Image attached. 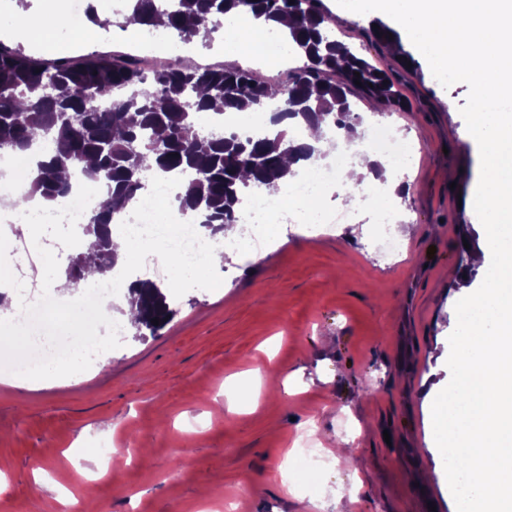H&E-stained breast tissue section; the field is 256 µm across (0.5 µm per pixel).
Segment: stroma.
<instances>
[{
    "mask_svg": "<svg viewBox=\"0 0 512 512\" xmlns=\"http://www.w3.org/2000/svg\"><path fill=\"white\" fill-rule=\"evenodd\" d=\"M337 16L336 39L365 49L369 16ZM402 70L406 109L362 102V128L391 124L414 144L393 225L403 250L377 253L372 208L358 188L330 185L329 212L343 225L314 232L280 226L274 246L230 254L199 279L169 289L174 318L153 335H127L78 376L0 375V512H456L425 399L450 380L448 338L460 294L449 279L485 247L471 200L480 155L465 136L462 83L442 87L424 56ZM435 256H428L429 247ZM261 369L275 389H256ZM324 456L317 473L289 468L302 437ZM120 448L112 478L86 487L92 450Z\"/></svg>",
    "mask_w": 512,
    "mask_h": 512,
    "instance_id": "obj_1",
    "label": "stroma"
}]
</instances>
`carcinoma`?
Instances as JSON below:
<instances>
[{
    "label": "carcinoma",
    "mask_w": 512,
    "mask_h": 512,
    "mask_svg": "<svg viewBox=\"0 0 512 512\" xmlns=\"http://www.w3.org/2000/svg\"><path fill=\"white\" fill-rule=\"evenodd\" d=\"M126 5L142 26L204 48L212 46L229 14L286 19V39L301 64L280 85L234 64L202 71L179 58L147 73L124 53L39 61L0 44V150L44 154L15 205L22 208L37 195L63 201L74 174L107 189L104 206L84 227L89 254H79L66 274L75 286L84 279L87 256L102 274L117 264L109 229L113 215L127 209L152 177L182 178L176 205L210 234H222L225 225L236 223L247 190L276 192L288 185L292 167L314 158L315 149L289 135L291 128L327 122L341 135L360 123L354 101L359 95L386 107L402 106L394 91L400 72L378 69L330 36L326 25L336 17L323 0H173L168 8L158 0H127ZM368 32L376 43H399L398 34L382 24ZM210 101L221 102L226 112L247 105L259 111L271 101L281 107L271 113L262 135L226 133L219 118L204 134L197 117ZM49 142L64 148L42 151ZM128 293L131 323L139 333L156 334L176 314L151 280L129 285ZM154 318L159 325H153Z\"/></svg>",
    "instance_id": "1"
}]
</instances>
